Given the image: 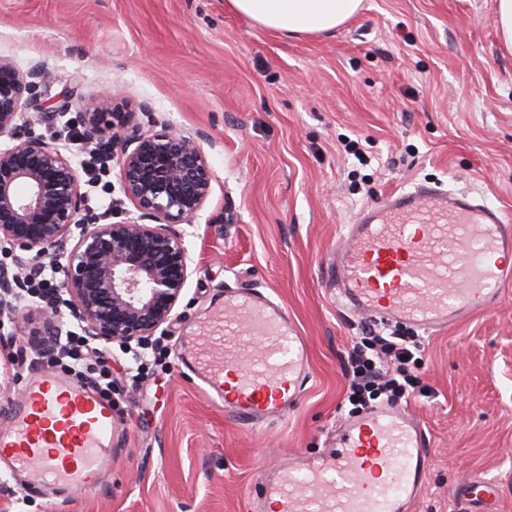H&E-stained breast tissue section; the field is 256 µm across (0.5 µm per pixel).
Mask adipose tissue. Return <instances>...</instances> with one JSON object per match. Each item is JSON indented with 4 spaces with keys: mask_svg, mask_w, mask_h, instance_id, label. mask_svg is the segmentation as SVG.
Segmentation results:
<instances>
[{
    "mask_svg": "<svg viewBox=\"0 0 512 512\" xmlns=\"http://www.w3.org/2000/svg\"><path fill=\"white\" fill-rule=\"evenodd\" d=\"M363 0H225L232 12L285 35L324 34L357 14Z\"/></svg>",
    "mask_w": 512,
    "mask_h": 512,
    "instance_id": "1",
    "label": "adipose tissue"
}]
</instances>
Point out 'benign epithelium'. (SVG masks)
<instances>
[{
  "label": "benign epithelium",
  "instance_id": "7a95c632",
  "mask_svg": "<svg viewBox=\"0 0 512 512\" xmlns=\"http://www.w3.org/2000/svg\"><path fill=\"white\" fill-rule=\"evenodd\" d=\"M51 73L36 63L26 72L0 58V244L18 263L50 258L62 271L59 293L93 341L145 346L170 322L192 274L178 224H191L212 192L214 173L200 133L169 124L144 129L113 101L78 113L88 137L106 150L121 145L123 195L136 216L100 224L86 207L80 176L67 149L28 133L54 112L43 108ZM19 279L0 277V329L15 317Z\"/></svg>",
  "mask_w": 512,
  "mask_h": 512
}]
</instances>
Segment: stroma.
Listing matches in <instances>:
<instances>
[{
  "label": "stroma",
  "instance_id": "obj_1",
  "mask_svg": "<svg viewBox=\"0 0 512 512\" xmlns=\"http://www.w3.org/2000/svg\"><path fill=\"white\" fill-rule=\"evenodd\" d=\"M494 0H364L334 33L281 36L224 0H0V56L42 62L49 95L89 111L107 94L162 123L202 133L211 196L183 225L194 260L160 355L112 349V407L123 429L105 481L50 504L0 474V512H248L259 475L331 451L347 416L345 366L365 319L341 313L327 261L366 203L418 183L467 190L512 212V54ZM34 134L68 148L91 212L112 222L130 202L119 165L89 169L71 114ZM228 289H256L304 336L310 378L288 415L247 430L209 404L173 363ZM506 300L423 337L425 395L409 407L429 439L415 512H466L450 489L498 480L512 512V283ZM41 319L0 330V406L47 370Z\"/></svg>",
  "mask_w": 512,
  "mask_h": 512
}]
</instances>
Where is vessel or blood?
<instances>
[{"label": "vessel or blood", "instance_id": "vessel-or-blood-1", "mask_svg": "<svg viewBox=\"0 0 512 512\" xmlns=\"http://www.w3.org/2000/svg\"><path fill=\"white\" fill-rule=\"evenodd\" d=\"M337 302L369 321L435 331L504 300L512 281V216L465 191L420 183L363 205L327 265ZM207 345L178 362L202 392L240 425L284 418L308 376L306 342L287 308L239 290L204 324ZM255 342L249 357L242 344ZM111 406L49 372L31 375L0 424V462L50 491L92 489L119 429ZM429 448L416 415L381 405L345 420L336 450L288 467L262 484L279 512H412ZM307 496H299L297 485ZM452 495L488 512L496 481L467 479Z\"/></svg>", "mask_w": 512, "mask_h": 512}]
</instances>
